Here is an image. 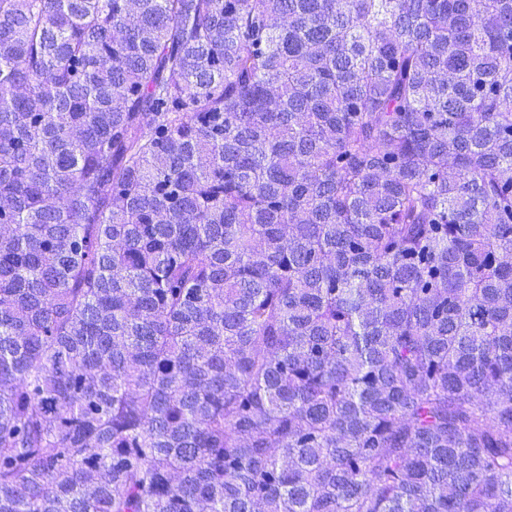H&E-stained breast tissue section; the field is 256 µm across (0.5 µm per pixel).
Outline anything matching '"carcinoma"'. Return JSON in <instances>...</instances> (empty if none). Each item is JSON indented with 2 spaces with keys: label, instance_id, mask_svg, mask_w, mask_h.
<instances>
[{
  "label": "carcinoma",
  "instance_id": "1",
  "mask_svg": "<svg viewBox=\"0 0 512 512\" xmlns=\"http://www.w3.org/2000/svg\"><path fill=\"white\" fill-rule=\"evenodd\" d=\"M0 512H512V0H0Z\"/></svg>",
  "mask_w": 512,
  "mask_h": 512
}]
</instances>
